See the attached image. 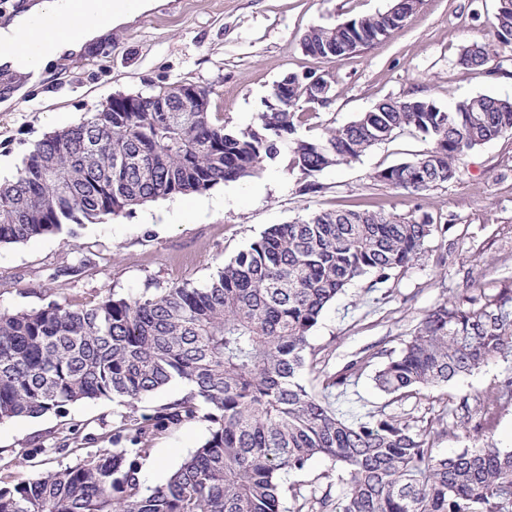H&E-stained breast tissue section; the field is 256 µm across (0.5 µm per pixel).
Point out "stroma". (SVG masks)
<instances>
[{
  "label": "stroma",
  "mask_w": 512,
  "mask_h": 512,
  "mask_svg": "<svg viewBox=\"0 0 512 512\" xmlns=\"http://www.w3.org/2000/svg\"><path fill=\"white\" fill-rule=\"evenodd\" d=\"M395 0H166L110 38L56 61L36 81L0 69V176L15 174L46 135L79 123L125 94L156 92L176 82L211 88V111L250 125L273 85L287 75H322L332 101L298 130L314 137L388 99L422 97L440 106L488 94L512 99V50L480 68H462L465 45L489 41L498 0H420L414 14L386 38L340 60L301 49L310 28L333 26L388 11ZM419 133L405 131L372 147L358 160L317 173L316 190H304L287 160L259 175L189 195L159 199L99 224L75 227L72 236L33 238L0 246V311L72 307L116 294L210 281L218 268L246 250L272 224L345 208L397 214L422 210L448 225L430 238L416 265L388 296L365 284L351 286L323 312L311 333L321 347L319 366L332 373L358 356L398 349L426 311L443 300L512 278V135L462 156L456 179L417 193L378 182V171L429 149ZM379 360L359 382L333 397L337 412L363 415L389 404L373 377ZM512 375V361H493L430 393L396 404L395 411L425 419L447 414L435 436L443 452L490 441L512 448V400L482 413L479 400ZM468 398L470 411H445ZM120 406L109 400L78 402L63 414L0 422V477H28L76 463L77 448L112 445L122 433ZM76 430V449L56 447ZM206 423L192 420L158 433L143 467L149 486L170 474L205 440ZM49 454H40V447Z\"/></svg>",
  "instance_id": "stroma-1"
}]
</instances>
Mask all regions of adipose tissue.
<instances>
[{
  "label": "adipose tissue",
  "mask_w": 512,
  "mask_h": 512,
  "mask_svg": "<svg viewBox=\"0 0 512 512\" xmlns=\"http://www.w3.org/2000/svg\"><path fill=\"white\" fill-rule=\"evenodd\" d=\"M34 13V8H27L0 26V65L21 74L40 72L61 56L80 52L90 43L106 38L113 28L132 22L134 19L132 13L115 11L88 24L74 27L65 42L44 44L41 43L38 32L31 25ZM20 38L37 45V52L31 56H17L9 53V46Z\"/></svg>",
  "instance_id": "adipose-tissue-1"
}]
</instances>
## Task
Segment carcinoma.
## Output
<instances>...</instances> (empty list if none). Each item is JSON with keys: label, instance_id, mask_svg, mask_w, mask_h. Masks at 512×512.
Masks as SVG:
<instances>
[{"label": "carcinoma", "instance_id": "cac0c4a2", "mask_svg": "<svg viewBox=\"0 0 512 512\" xmlns=\"http://www.w3.org/2000/svg\"><path fill=\"white\" fill-rule=\"evenodd\" d=\"M414 11L396 0L382 14L311 28L301 47L333 60L338 49L353 53L388 36ZM492 28L494 41L466 46L461 67H481L512 48V0H499ZM181 87L138 95L135 112L106 104L38 142L0 183V244L70 234L74 224L253 177L285 152L289 169L307 179L408 129L431 148L376 179L425 191L456 178L468 151L512 133V100L487 94L453 108L389 99L304 139L297 127L313 113L300 103L318 96L307 77L289 75L288 108L267 106L242 128L187 111ZM446 233L426 211H320L270 226L203 288L0 312V421L59 414L81 400L127 409V435H112V447L1 484L0 512H284L287 492L302 498L297 512H325L337 484L333 512H512V448L487 442L440 454L409 413L337 412L329 394L364 374V358L325 376L318 390L300 377L316 361L310 332L340 293L359 281L369 291L386 287L418 261L427 240ZM511 356L512 280H505L430 310L387 354L374 382L398 402ZM175 380L188 392L160 405L152 427L138 422L137 405ZM505 397L512 398V378L486 395L483 411ZM191 420L207 424L204 443L165 484L147 486L151 434ZM123 439L131 447L120 446ZM315 458L328 462L330 482L322 495H304L288 477Z\"/></svg>", "mask_w": 512, "mask_h": 512}]
</instances>
